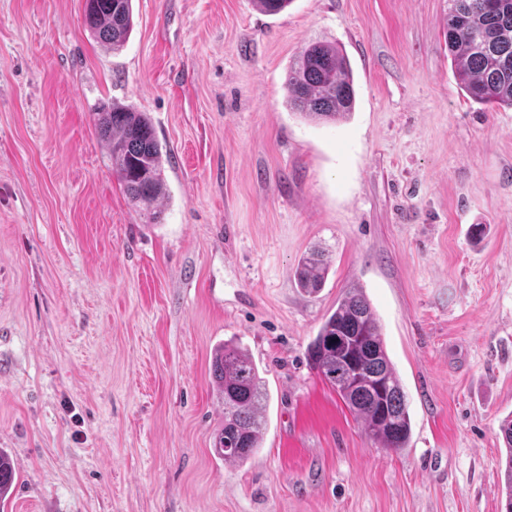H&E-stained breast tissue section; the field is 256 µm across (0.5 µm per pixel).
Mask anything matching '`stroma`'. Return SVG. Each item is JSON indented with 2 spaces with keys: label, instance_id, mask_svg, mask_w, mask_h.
Wrapping results in <instances>:
<instances>
[{
  "label": "stroma",
  "instance_id": "stroma-1",
  "mask_svg": "<svg viewBox=\"0 0 512 512\" xmlns=\"http://www.w3.org/2000/svg\"><path fill=\"white\" fill-rule=\"evenodd\" d=\"M85 0H0V512H500L512 414V108L472 101L448 0H133L119 52ZM350 61L355 107L288 106L300 49ZM146 113L168 196L146 223L99 104ZM324 287L298 288L309 249ZM361 288L412 421L370 441L307 360ZM268 392L262 445L213 451L211 359Z\"/></svg>",
  "mask_w": 512,
  "mask_h": 512
}]
</instances>
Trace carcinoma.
I'll return each instance as SVG.
<instances>
[{
	"mask_svg": "<svg viewBox=\"0 0 512 512\" xmlns=\"http://www.w3.org/2000/svg\"><path fill=\"white\" fill-rule=\"evenodd\" d=\"M447 37L454 74L466 94L482 104L512 107V0H448ZM91 36L117 52L133 27L132 0H86ZM288 106L315 122H339L352 114L355 88L347 57L335 44L304 48L288 68ZM95 126L107 141L112 173L131 204L155 224L167 193L163 146L149 117L131 107L102 104ZM329 263L318 250L300 261L297 283L308 294L323 288ZM311 367L360 420L367 436L383 448L407 446L411 417L400 379L381 337V328L359 288L347 290L310 343ZM212 378L224 400V425L214 450L226 460L245 461L261 447L267 392L251 357L229 342L212 359ZM506 448L504 512H512V414L499 426ZM13 468L0 452V501L12 484Z\"/></svg>",
	"mask_w": 512,
	"mask_h": 512,
	"instance_id": "obj_1",
	"label": "carcinoma"
}]
</instances>
